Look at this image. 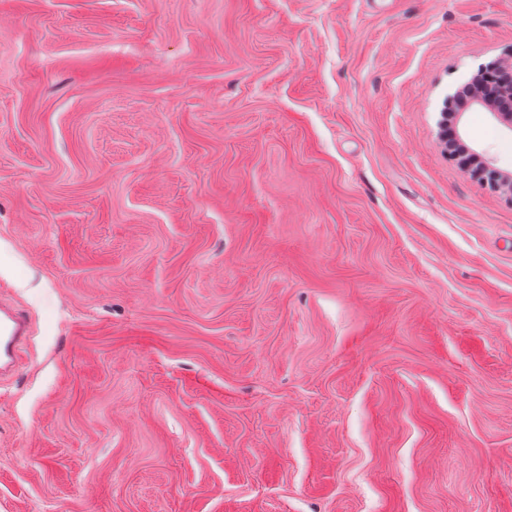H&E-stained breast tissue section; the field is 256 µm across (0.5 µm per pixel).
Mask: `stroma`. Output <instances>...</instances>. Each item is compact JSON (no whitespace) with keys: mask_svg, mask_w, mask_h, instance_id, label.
<instances>
[{"mask_svg":"<svg viewBox=\"0 0 512 512\" xmlns=\"http://www.w3.org/2000/svg\"><path fill=\"white\" fill-rule=\"evenodd\" d=\"M511 52L512 0H0V512H512V198L440 141ZM29 337L27 316L0 299V376L17 367V356Z\"/></svg>","mask_w":512,"mask_h":512,"instance_id":"obj_1","label":"stroma"}]
</instances>
